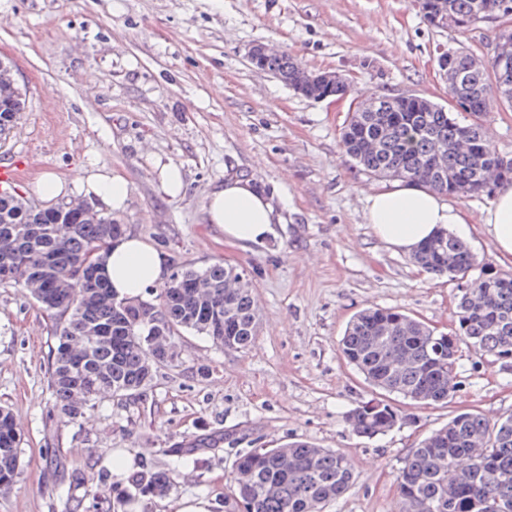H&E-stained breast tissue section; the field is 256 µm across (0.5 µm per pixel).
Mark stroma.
<instances>
[{
  "label": "stroma",
  "instance_id": "obj_1",
  "mask_svg": "<svg viewBox=\"0 0 512 512\" xmlns=\"http://www.w3.org/2000/svg\"><path fill=\"white\" fill-rule=\"evenodd\" d=\"M497 25L428 24L413 0H0V56L11 58L26 109L0 136L8 185L25 200L51 172L122 175L113 213L168 266L220 260L246 271L258 309L244 351L179 330L178 361L141 394L105 397L75 422L49 419L50 322L19 288L0 285V406L21 434V474L0 512H116L112 472L166 471V496L145 512H224L235 453L307 440L345 454L355 482L325 512H398L403 460L456 414L512 416V363L461 348L459 387L445 404L411 405L410 420L373 439L345 416L376 391L343 358L340 340L368 307L455 327L457 284L387 248L366 219L380 187L340 150L351 100L416 94L448 103L440 50L486 57ZM264 43L311 70L351 82L339 101L296 94L247 58ZM179 167L166 195L161 168ZM254 180L278 217L270 238L229 244L208 224L226 176ZM184 447L181 458L170 448Z\"/></svg>",
  "mask_w": 512,
  "mask_h": 512
}]
</instances>
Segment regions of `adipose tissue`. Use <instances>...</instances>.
Masks as SVG:
<instances>
[{
    "label": "adipose tissue",
    "mask_w": 512,
    "mask_h": 512,
    "mask_svg": "<svg viewBox=\"0 0 512 512\" xmlns=\"http://www.w3.org/2000/svg\"><path fill=\"white\" fill-rule=\"evenodd\" d=\"M38 191L48 202L79 192L119 211L127 203L130 185L122 176L86 169L69 181L44 174ZM206 215L225 239L257 244L272 233L275 208L251 179L230 176L210 193ZM481 221L494 239L498 260L512 263V184L500 186ZM367 222L388 248L407 254L444 226L456 225L464 234L470 230L468 222L440 194L407 181L392 182L369 197ZM105 271L114 294L131 299L142 297L167 276L161 253L138 235H126L111 244Z\"/></svg>",
    "instance_id": "1"
}]
</instances>
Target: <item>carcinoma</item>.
<instances>
[{
  "label": "carcinoma",
  "instance_id": "1",
  "mask_svg": "<svg viewBox=\"0 0 512 512\" xmlns=\"http://www.w3.org/2000/svg\"><path fill=\"white\" fill-rule=\"evenodd\" d=\"M512 0H415L427 22L444 14L448 27L461 30L462 21L501 14L500 24L512 31V12L501 11ZM474 51L460 48L445 65L456 79L448 96L463 106L470 121L463 123L444 106L415 94L367 98L368 108L349 113L341 137L342 153L363 171L378 178L417 182L441 194L460 198L488 195L490 174L504 165L487 133L483 117L493 107H512V73L491 60L481 70L471 68ZM295 88L301 65L282 53L260 62ZM345 83L332 89L311 85L308 98L339 97ZM21 108L0 89V133L8 131ZM124 233L112 217L86 205L74 213L70 203L45 209L9 193L0 194V253L36 263L50 262L53 273L68 283L34 302L52 322L56 340L50 371L54 415L77 420L94 409L99 396L135 394L150 385L163 364L167 341L176 331L204 334L231 349H247L256 336L258 310L252 291L228 287L235 267L222 261L197 268H175L177 278L161 289L159 304L147 312L139 301L112 303V288L87 278L84 257L94 251L106 262L110 245ZM425 272L446 275L471 288L461 292L456 311V335L475 352L497 361H512V271L480 260L454 234L442 230L412 254ZM200 280L203 288L193 284ZM112 329L105 341L87 336L90 326ZM163 333L158 338L151 330ZM426 323L392 308L358 312L341 339V351L375 387L415 403H446L456 391L459 358L442 344ZM407 419L380 399L359 403L347 415L353 434L371 439ZM21 436L10 412L0 408V494L8 492L21 473ZM354 473L346 457L308 441L276 448L248 449L236 455L235 478L224 496V512H325L331 501L351 487ZM170 475L145 471L128 479L123 497L160 496L168 491ZM400 512H499L512 504V416L490 422L479 413L463 412L411 449L398 481Z\"/></svg>",
  "mask_w": 512,
  "mask_h": 512
}]
</instances>
